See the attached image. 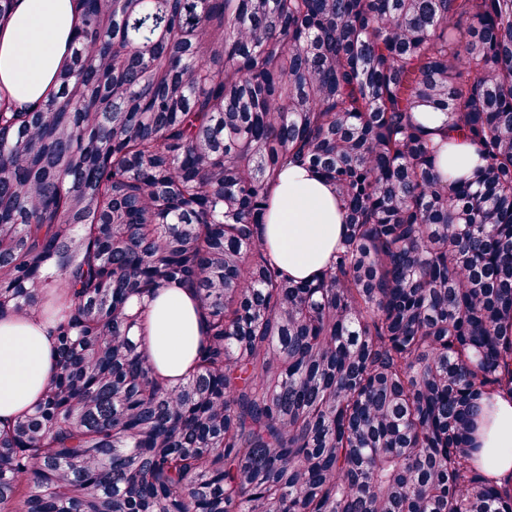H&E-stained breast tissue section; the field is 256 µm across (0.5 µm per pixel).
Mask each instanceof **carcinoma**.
I'll use <instances>...</instances> for the list:
<instances>
[{
  "label": "carcinoma",
  "mask_w": 512,
  "mask_h": 512,
  "mask_svg": "<svg viewBox=\"0 0 512 512\" xmlns=\"http://www.w3.org/2000/svg\"><path fill=\"white\" fill-rule=\"evenodd\" d=\"M73 2L55 88L0 97V314L68 307L0 512H512L475 438L512 396V0ZM290 163L343 205L312 281L261 239ZM176 284L206 336L169 383L127 303Z\"/></svg>",
  "instance_id": "obj_1"
}]
</instances>
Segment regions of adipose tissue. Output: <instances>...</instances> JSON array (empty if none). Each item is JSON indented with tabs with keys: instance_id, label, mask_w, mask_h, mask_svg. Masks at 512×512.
Returning <instances> with one entry per match:
<instances>
[{
	"instance_id": "ef3b65f1",
	"label": "adipose tissue",
	"mask_w": 512,
	"mask_h": 512,
	"mask_svg": "<svg viewBox=\"0 0 512 512\" xmlns=\"http://www.w3.org/2000/svg\"><path fill=\"white\" fill-rule=\"evenodd\" d=\"M79 16L72 0H15L0 26V87L16 107L38 103L53 87L70 53ZM262 234L273 259L298 281L320 274L343 235L340 202L311 170L291 166L271 190ZM147 323V348L162 377H184L205 336L202 308L189 290L174 285L132 298ZM56 341L36 312L0 317V427L31 410L54 376ZM482 464L496 483L512 478V397L490 400L483 429Z\"/></svg>"
}]
</instances>
